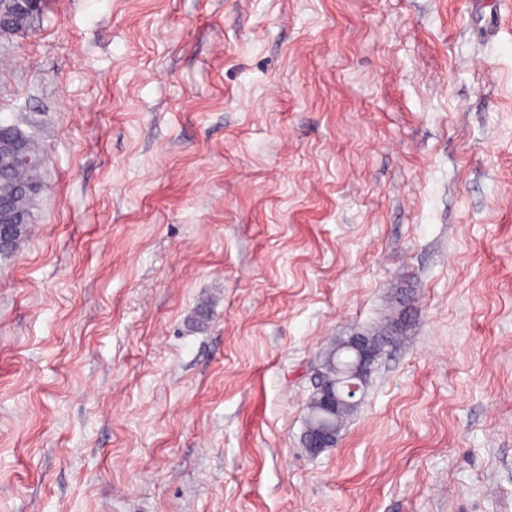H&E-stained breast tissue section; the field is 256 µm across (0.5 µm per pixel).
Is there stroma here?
Returning a JSON list of instances; mask_svg holds the SVG:
<instances>
[{
    "label": "stroma",
    "mask_w": 512,
    "mask_h": 512,
    "mask_svg": "<svg viewBox=\"0 0 512 512\" xmlns=\"http://www.w3.org/2000/svg\"><path fill=\"white\" fill-rule=\"evenodd\" d=\"M0 120V512H512V0H44ZM31 126L30 122L0 123V196H13V207L21 217L19 223L15 224L17 220L11 210L10 202L8 199L0 198V226L4 224L10 226L8 234L10 242L6 248L0 250V257L3 258L15 255L27 240L31 211L42 191L39 172L44 166L45 149L40 138L30 129ZM12 146H19L33 160L40 162L25 166L8 163L5 156L8 157L7 154ZM21 184H33L36 190L28 194H16V188ZM341 338L336 339L335 349H332L324 358L327 362L323 367L325 380L336 389L325 384L320 374L317 384V390L321 394L320 409L317 407L315 394H313L308 404L305 432L308 428L315 426L318 417L321 415L320 410L326 415V420L323 423L305 434L306 448L312 454H318L326 448L336 447L339 429L333 423L332 417L346 399L363 395L362 376L371 372L377 360L374 358L377 350L374 339L366 336H350L347 339V346L357 354V363L343 385H340V382L336 383V379L343 377V373L353 368L356 361L354 355L345 345L346 339ZM347 384L349 385L348 389L346 388Z\"/></svg>",
    "instance_id": "obj_1"
}]
</instances>
